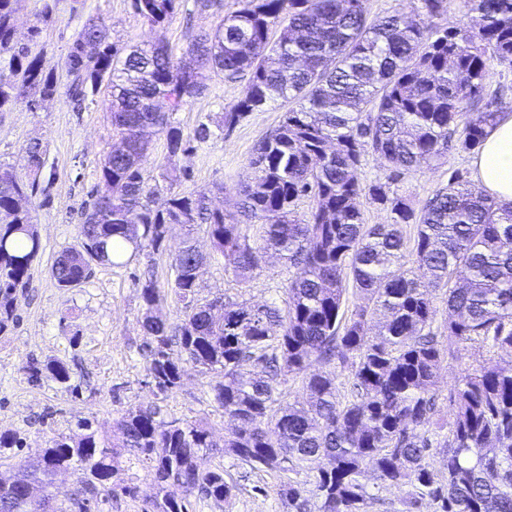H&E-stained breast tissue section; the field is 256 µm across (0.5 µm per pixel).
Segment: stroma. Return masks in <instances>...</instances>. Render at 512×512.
Segmentation results:
<instances>
[{"label": "stroma", "instance_id": "obj_1", "mask_svg": "<svg viewBox=\"0 0 512 512\" xmlns=\"http://www.w3.org/2000/svg\"><path fill=\"white\" fill-rule=\"evenodd\" d=\"M191 0L160 27H150L131 7V0H22L15 16L14 40L28 43L32 27L41 33L37 50L57 83L54 96L30 108L27 95H20L10 108L0 111V167L27 177L22 167L24 147L40 141L45 165L36 179L41 187L30 199L33 223L42 250L33 262L29 280L15 305V320L0 334V432L20 438L22 445L5 454L6 462L23 464L38 449L48 447L58 436L79 438L81 420L93 421L104 435H112L114 423L125 411L151 403L164 416L203 420L212 428L214 442L223 443L235 423L225 417L214 399L216 374L186 366L179 387L160 394L146 370L144 352L151 339L140 326L143 315L141 288L153 278L163 294L161 312L169 321L181 318L183 308L171 290V262L183 238L175 230L159 249L145 248L127 264L100 265L92 277L73 290L59 288L50 268L59 254L75 245L80 236V214L91 202L100 182L99 163L115 144L112 124L102 97L76 103L69 95L71 78L66 59L69 46L84 25L96 21L106 25L117 46L129 48L157 39L169 46L184 64L191 35L211 31L217 14H198ZM244 86L214 76L205 94L174 116L185 136L194 140L192 151L166 159L163 138L152 136L150 164H164L174 191L197 194L220 184L223 195L217 206L231 208L236 193L248 183L249 165L257 142L276 129L284 109L276 105L264 112H251L240 121L203 142L194 134L206 117H219L242 96ZM471 154H452L434 167L420 166L402 175L396 186L422 207L434 191L447 183L452 171L471 172ZM203 298L224 295L237 302L284 304L288 272L283 260L266 257L250 282H240L224 268L223 258L207 261L199 280ZM438 371L440 394L437 422L430 427L432 439L445 434L450 418L446 396L464 370L487 361L485 348L458 343ZM57 360L69 369L68 383L57 382L44 366ZM39 366L31 376L29 365ZM207 463L224 470L234 489L224 501L203 500L189 495V512H287L280 495L282 478L271 470H254L221 451H211ZM135 495L116 494L92 503L91 512H148L156 493L151 472L131 463Z\"/></svg>", "mask_w": 512, "mask_h": 512}]
</instances>
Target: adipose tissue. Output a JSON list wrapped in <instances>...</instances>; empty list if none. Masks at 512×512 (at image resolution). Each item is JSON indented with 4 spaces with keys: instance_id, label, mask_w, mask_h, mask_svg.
<instances>
[{
    "instance_id": "ef3b65f1",
    "label": "adipose tissue",
    "mask_w": 512,
    "mask_h": 512,
    "mask_svg": "<svg viewBox=\"0 0 512 512\" xmlns=\"http://www.w3.org/2000/svg\"><path fill=\"white\" fill-rule=\"evenodd\" d=\"M474 179L503 203L512 202V114L501 115L471 161Z\"/></svg>"
}]
</instances>
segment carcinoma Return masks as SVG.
<instances>
[{"label":"carcinoma","instance_id":"1","mask_svg":"<svg viewBox=\"0 0 512 512\" xmlns=\"http://www.w3.org/2000/svg\"><path fill=\"white\" fill-rule=\"evenodd\" d=\"M181 0H132L145 22L171 20ZM21 0H0V60L13 79H0V110L22 91L45 99L56 93L52 72L30 44L14 42ZM449 0H419L371 20L365 0H194L199 12L222 18L188 45L197 67L188 72L161 43L119 48L101 24L85 26L67 55L77 97L108 91L105 104L122 147L100 162L101 190L81 212L78 243L51 266L63 289L78 288L96 265L157 249L180 226L186 237L173 255L172 291L184 304L171 323L157 314L163 295L153 280L142 287L141 327L152 337L147 371L165 394L179 387L189 363L220 380L215 400L237 422L224 455L256 470L303 468L307 496L288 480V512H367L371 497L361 478L371 469L382 486L412 488L406 512H512V364H484L464 373L448 392L451 421L435 443L437 371L455 343H477L512 355V203H502L454 172L417 211L393 184L423 163L477 148L501 113L499 90L487 89L499 69L512 71V0H459L469 16L448 28L438 19ZM245 82L242 97L217 128L248 112L288 105L279 126L256 146L251 183L234 210L211 206L204 194L168 191L145 176L150 141L164 137L167 158L190 149L172 121L207 89V74ZM389 171L363 184L362 158ZM25 167L38 174L39 144L24 148ZM38 182L0 171V333L13 322L19 290L42 244L28 200ZM387 210V224L364 223L361 195ZM314 198L309 217L296 201ZM416 232L407 248L403 225ZM203 226L224 266L247 283L265 255L294 269L288 303H238L197 295L206 257L191 241ZM356 297L349 319L342 307ZM444 295L448 323L434 330V299ZM379 315L377 325L372 316ZM350 370L354 396L336 398V373L303 377L306 399L283 404L281 377L302 374L311 359ZM77 440L59 437L38 450L35 465L0 471V512H32L29 490H48L62 470L79 474L68 505L44 496L42 512H88L90 500L135 487L120 478L121 458L135 457L153 472L152 512H187L184 495L225 500L233 485L206 464L215 447L210 427L162 416L140 404L116 421L117 439L88 421ZM440 448L439 469L427 462ZM315 503H310V499Z\"/></svg>","mask_w":512,"mask_h":512}]
</instances>
